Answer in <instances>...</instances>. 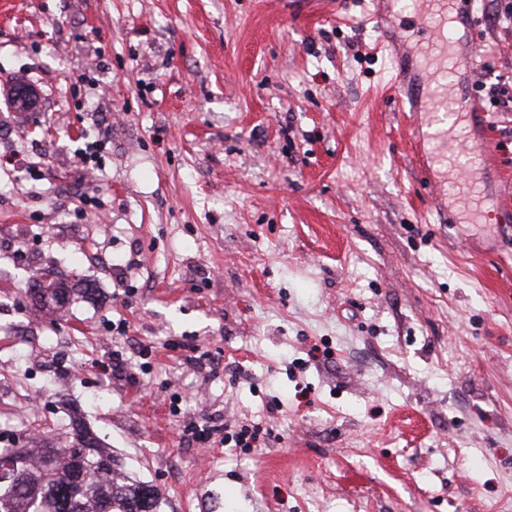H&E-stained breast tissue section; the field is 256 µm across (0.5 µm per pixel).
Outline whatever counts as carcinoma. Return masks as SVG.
Returning a JSON list of instances; mask_svg holds the SVG:
<instances>
[{"mask_svg": "<svg viewBox=\"0 0 512 512\" xmlns=\"http://www.w3.org/2000/svg\"><path fill=\"white\" fill-rule=\"evenodd\" d=\"M64 284L39 286L38 302H63ZM10 477L0 481V512H135L150 500L148 512H160L153 486L121 475L112 453L99 447L89 431L75 429L67 448H0V466Z\"/></svg>", "mask_w": 512, "mask_h": 512, "instance_id": "carcinoma-1", "label": "carcinoma"}]
</instances>
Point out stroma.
Masks as SVG:
<instances>
[{
	"mask_svg": "<svg viewBox=\"0 0 512 512\" xmlns=\"http://www.w3.org/2000/svg\"><path fill=\"white\" fill-rule=\"evenodd\" d=\"M508 1L470 6L498 150L464 224L372 0H0V448L81 421L161 512H512Z\"/></svg>",
	"mask_w": 512,
	"mask_h": 512,
	"instance_id": "stroma-1",
	"label": "stroma"
}]
</instances>
